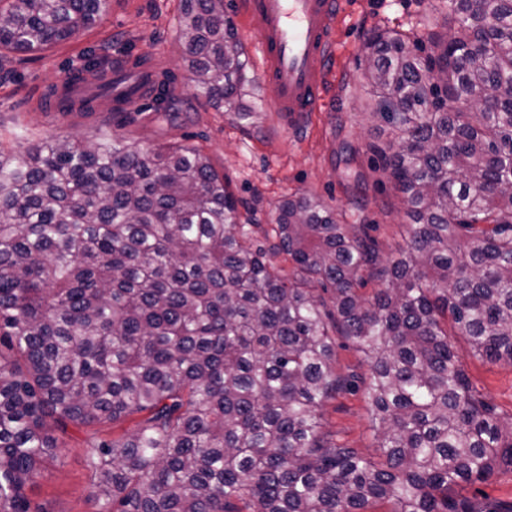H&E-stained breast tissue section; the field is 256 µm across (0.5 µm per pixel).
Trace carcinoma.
Returning <instances> with one entry per match:
<instances>
[{
  "label": "carcinoma",
  "instance_id": "1",
  "mask_svg": "<svg viewBox=\"0 0 512 512\" xmlns=\"http://www.w3.org/2000/svg\"><path fill=\"white\" fill-rule=\"evenodd\" d=\"M109 2L0 0V51L70 41ZM435 11L451 41L431 35L434 55L396 31L367 41L391 135L374 150L411 220L392 259L307 193L253 242L197 147L0 145V512H29L27 485L58 458L49 419L129 424L87 446L100 512H512L466 495L512 473V418L453 348L512 364V0ZM179 41L195 97L254 117L224 0H184ZM110 94L109 79L77 104L59 85L45 100L94 112ZM172 100L165 78L151 102ZM336 335L369 368L378 461L323 423L355 387Z\"/></svg>",
  "mask_w": 512,
  "mask_h": 512
}]
</instances>
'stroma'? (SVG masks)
Wrapping results in <instances>:
<instances>
[{
    "mask_svg": "<svg viewBox=\"0 0 512 512\" xmlns=\"http://www.w3.org/2000/svg\"><path fill=\"white\" fill-rule=\"evenodd\" d=\"M438 0H345L337 32V50L328 69L327 102L296 131L274 118L267 98L251 101L255 116L237 121L224 110L196 100L187 83L176 40L182 0H110L103 21L77 39L43 53H16L0 63V143L14 150L51 140L91 139L104 131L124 134L147 146L182 142L199 146L224 175L242 215L269 227L277 204L308 192L335 208L346 224H365L383 256H391L405 234L401 194L379 169L375 146L384 145L380 122L365 104L370 88L363 72L364 43L377 28L407 31L425 38L435 30ZM127 54L142 55L176 76L175 108L170 113L145 109L133 122L109 112L62 114L41 109L47 85L82 67L91 57L109 63ZM454 349L467 375L504 417L512 416V365H491L473 357L469 344L455 339ZM327 430L365 457L378 455L363 391L328 401ZM61 452L39 470L26 489L30 512H98L93 470L86 447L94 429L50 427Z\"/></svg>",
    "mask_w": 512,
    "mask_h": 512,
    "instance_id": "35a3bbf8",
    "label": "stroma"
}]
</instances>
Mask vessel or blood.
Here are the masks:
<instances>
[{
    "label": "vessel or blood",
    "instance_id": "obj_1",
    "mask_svg": "<svg viewBox=\"0 0 512 512\" xmlns=\"http://www.w3.org/2000/svg\"><path fill=\"white\" fill-rule=\"evenodd\" d=\"M243 8L270 112L294 125L304 123L318 110L325 92L341 0H243ZM118 69L134 74L124 89L135 98L156 74L153 66L136 67L128 61Z\"/></svg>",
    "mask_w": 512,
    "mask_h": 512
}]
</instances>
